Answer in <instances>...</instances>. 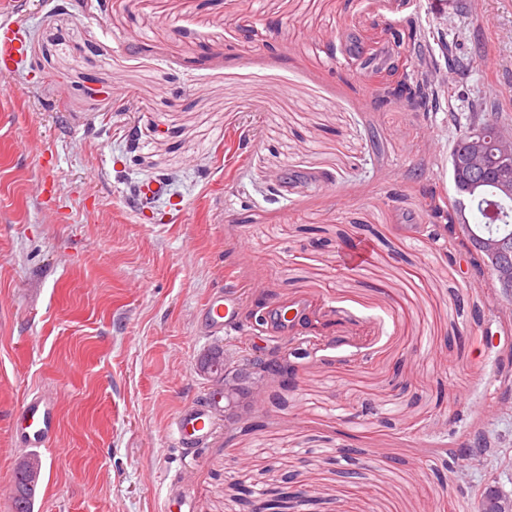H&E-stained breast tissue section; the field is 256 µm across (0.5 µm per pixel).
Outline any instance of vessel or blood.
Here are the masks:
<instances>
[{
  "instance_id": "1",
  "label": "vessel or blood",
  "mask_w": 512,
  "mask_h": 512,
  "mask_svg": "<svg viewBox=\"0 0 512 512\" xmlns=\"http://www.w3.org/2000/svg\"><path fill=\"white\" fill-rule=\"evenodd\" d=\"M26 31L19 25L0 23V76L11 75L25 61ZM198 323L205 332L219 333L237 328L238 308L233 295L217 292L211 294L199 311ZM50 399L36 395L26 399L19 410L22 419V436L30 448L49 445L55 430L52 425ZM224 415V391L212 385L205 397L185 404L173 417L170 427L182 448L194 451L204 447L215 434Z\"/></svg>"
}]
</instances>
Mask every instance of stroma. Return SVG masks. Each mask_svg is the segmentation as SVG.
I'll return each mask as SVG.
<instances>
[{"label": "stroma", "mask_w": 512, "mask_h": 512, "mask_svg": "<svg viewBox=\"0 0 512 512\" xmlns=\"http://www.w3.org/2000/svg\"><path fill=\"white\" fill-rule=\"evenodd\" d=\"M2 20L28 44L0 77V512L27 453L17 408L45 392L33 512H167L180 485L191 512L512 495V296L428 236L469 114L512 128V0H0ZM395 28L417 36L395 47ZM402 56L432 108L382 101ZM154 180L166 196L140 205ZM365 237L370 263L345 269ZM217 291L247 336L198 328ZM291 339V388L176 448L168 422L208 387L209 349ZM478 432L496 455L449 468Z\"/></svg>", "instance_id": "stroma-1"}]
</instances>
